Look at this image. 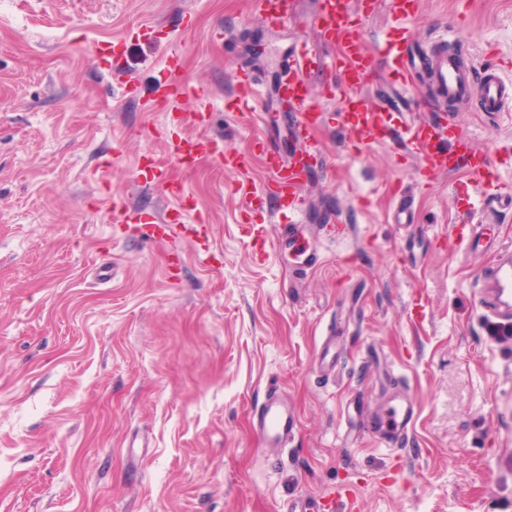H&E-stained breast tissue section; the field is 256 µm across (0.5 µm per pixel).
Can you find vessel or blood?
<instances>
[{"label": "vessel or blood", "mask_w": 512, "mask_h": 512, "mask_svg": "<svg viewBox=\"0 0 512 512\" xmlns=\"http://www.w3.org/2000/svg\"><path fill=\"white\" fill-rule=\"evenodd\" d=\"M256 9L274 29L287 27L293 13L292 0H254ZM420 0H387L395 21L377 53L365 47L361 27L354 19L353 0H318L314 26L321 42L329 51L323 55L296 45L282 60V76L277 87L279 99L288 103L296 117L299 146L282 157L272 145L268 134L254 138L253 146L262 157L271 175L262 191L252 190L249 182H241L237 191L248 207L259 209L275 204L288 220L289 238L302 235L299 218L305 213L303 191L312 170L320 159L313 151L310 137L325 123V111L311 93V76H319L324 88H337L345 104L341 129L348 142L365 141L392 146L416 162L419 181L428 182L458 171L469 177L467 189L460 196L466 205L469 222L455 238L466 249L486 247L481 233L499 203H512V186L498 182L491 171L488 157L475 148L472 139L463 133L455 114L470 105L500 117L512 113V83H505L498 68L490 66L476 71L473 58L463 56L457 44L440 38L429 48L415 49L403 23L414 16ZM180 67L178 55H170L164 65L167 73L161 85L162 102L178 95L193 94V86L174 83L171 79ZM432 73V87L427 92V112L409 115L406 99L418 88V77ZM385 72L392 90L391 97H376L365 87L378 72ZM236 104H245L263 91L261 80L253 73L240 71L235 75ZM173 149L183 165H191L199 150L218 155L225 168L234 169L239 159L233 149L193 137L180 138ZM149 179L165 188L177 204L171 216L156 219L147 213L123 215V222H136L146 228L148 239L166 240L173 227L184 221L183 187L171 182L162 166H155ZM483 303L490 319L499 324L512 322V259H500L492 267L483 291ZM416 415L408 401L388 403L380 428L374 437L378 445L401 446ZM252 428L263 447H285L296 429V416L287 397L269 391L251 414Z\"/></svg>", "instance_id": "vessel-or-blood-1"}]
</instances>
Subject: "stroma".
Here are the masks:
<instances>
[{
    "label": "stroma",
    "instance_id": "obj_1",
    "mask_svg": "<svg viewBox=\"0 0 512 512\" xmlns=\"http://www.w3.org/2000/svg\"><path fill=\"white\" fill-rule=\"evenodd\" d=\"M316 2L272 31L253 0H0V512H286L343 486L340 512H512V326L485 316L490 257L444 237L467 221L457 175L415 188L410 157L344 140L316 83L327 166L306 190L310 222L337 211L353 236L278 247L279 214L237 193L267 180L253 114L284 153L294 118L271 94L235 107L234 73L271 85L288 43L320 49ZM407 28L422 43L454 31L512 83V0H421ZM108 42L118 57L94 59ZM173 53L205 99L155 105ZM174 115L183 135L233 148L238 169L205 152L184 172ZM460 121L512 184V118ZM151 162L207 237L151 243L112 221L174 206L143 182ZM398 184L414 197L405 227ZM271 390L297 418L279 449L250 425ZM394 395L417 408L409 441L374 446L367 427Z\"/></svg>",
    "mask_w": 512,
    "mask_h": 512
}]
</instances>
